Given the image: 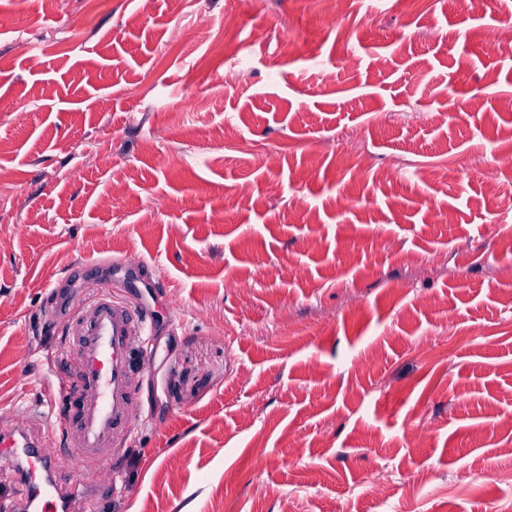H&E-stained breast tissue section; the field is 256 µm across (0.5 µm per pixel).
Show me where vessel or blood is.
Listing matches in <instances>:
<instances>
[{
  "mask_svg": "<svg viewBox=\"0 0 512 512\" xmlns=\"http://www.w3.org/2000/svg\"><path fill=\"white\" fill-rule=\"evenodd\" d=\"M138 294L136 305L113 301L107 290L72 317L76 358L67 378L73 385L66 410L44 415L43 428L32 424L31 411L0 426V472L22 487L12 512H94L105 484L96 480L85 491L63 486L58 463L66 456L109 460L118 434L132 425L131 411L138 384L128 365L126 338L133 325H152L156 310L148 298L161 288L148 268L129 276ZM57 436V445L45 447L44 430Z\"/></svg>",
  "mask_w": 512,
  "mask_h": 512,
  "instance_id": "vessel-or-blood-1",
  "label": "vessel or blood"
}]
</instances>
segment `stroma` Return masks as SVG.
<instances>
[{
	"label": "stroma",
	"instance_id": "1",
	"mask_svg": "<svg viewBox=\"0 0 512 512\" xmlns=\"http://www.w3.org/2000/svg\"><path fill=\"white\" fill-rule=\"evenodd\" d=\"M0 13V425L66 402L63 272L147 259L97 512H512V0Z\"/></svg>",
	"mask_w": 512,
	"mask_h": 512
}]
</instances>
